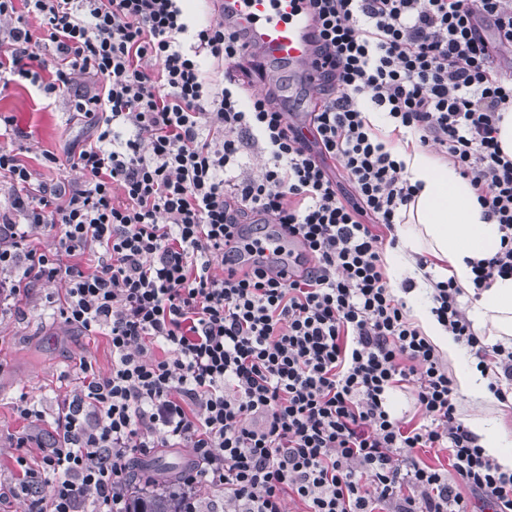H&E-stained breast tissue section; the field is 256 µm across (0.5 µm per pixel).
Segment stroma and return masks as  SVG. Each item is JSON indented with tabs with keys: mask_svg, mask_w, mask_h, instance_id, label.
<instances>
[{
	"mask_svg": "<svg viewBox=\"0 0 512 512\" xmlns=\"http://www.w3.org/2000/svg\"><path fill=\"white\" fill-rule=\"evenodd\" d=\"M15 117L30 129V139L17 148L35 180L58 177V170L46 167L42 155L62 153L65 146L86 138L90 127L72 119L68 99L48 98L36 87L13 86L0 94V114ZM60 283L38 289L26 300L27 319L0 317V480H10L17 470L16 457L39 458L36 447L18 449L12 440L23 426L15 411L21 392L41 400L46 412H54L57 399L76 384L73 373L79 360L92 363L102 374L112 368V350L106 337L89 336L67 325L59 313L45 306V294L59 291Z\"/></svg>",
	"mask_w": 512,
	"mask_h": 512,
	"instance_id": "1",
	"label": "stroma"
}]
</instances>
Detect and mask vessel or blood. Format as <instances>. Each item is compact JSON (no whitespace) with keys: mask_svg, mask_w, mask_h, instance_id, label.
I'll use <instances>...</instances> for the list:
<instances>
[{"mask_svg":"<svg viewBox=\"0 0 512 512\" xmlns=\"http://www.w3.org/2000/svg\"><path fill=\"white\" fill-rule=\"evenodd\" d=\"M224 19L242 33L259 65L256 91H264L267 76L280 80L282 102L299 90L315 93L318 33L306 0H221Z\"/></svg>","mask_w":512,"mask_h":512,"instance_id":"vessel-or-blood-1","label":"vessel or blood"}]
</instances>
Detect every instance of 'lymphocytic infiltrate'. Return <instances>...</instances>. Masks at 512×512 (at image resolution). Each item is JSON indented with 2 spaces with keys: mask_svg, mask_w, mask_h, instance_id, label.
I'll return each mask as SVG.
<instances>
[{
  "mask_svg": "<svg viewBox=\"0 0 512 512\" xmlns=\"http://www.w3.org/2000/svg\"><path fill=\"white\" fill-rule=\"evenodd\" d=\"M184 2L0 0V92L29 83L94 128L65 157L45 153L64 172L49 182L0 144L16 187L0 210V301L17 314L61 282L49 306L112 348L109 374L76 366L57 439L37 467L18 458L0 502L128 512L138 461L185 448L182 512H285L290 499L303 512H470L464 487L512 512V472L460 419L447 365L408 317L412 282L392 288L384 271V232L415 188L359 105L437 146L498 224V251L472 264L475 291L512 278V159L497 139L512 110L499 62L512 0H309L319 107L301 129L273 94L246 95L239 32ZM255 146L258 175L244 161ZM275 225L300 244L284 260L235 247ZM87 253L92 267L76 264ZM462 294L434 282L431 311L506 401L512 346L485 343ZM405 389L415 425L393 409ZM418 448L446 450L448 468Z\"/></svg>",
  "mask_w": 512,
  "mask_h": 512,
  "instance_id": "f902f5d3",
  "label": "lymphocytic infiltrate"
}]
</instances>
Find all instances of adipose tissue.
<instances>
[{"instance_id":"ef3b65f1","label":"adipose tissue","mask_w":512,"mask_h":512,"mask_svg":"<svg viewBox=\"0 0 512 512\" xmlns=\"http://www.w3.org/2000/svg\"><path fill=\"white\" fill-rule=\"evenodd\" d=\"M396 156L405 164L404 173L410 183L420 184L403 223L394 225L393 233L400 243L398 249L385 257L391 281L411 275L418 287L428 283L416 267L418 255L435 258V276L454 277L464 289H472L470 260L494 254L501 232L498 224L484 220L483 210L467 178L452 164L436 159L418 146H396ZM412 315L418 327L454 367L459 391L472 400L490 401L489 380L475 364L468 361L460 344L431 313L430 306L420 299L411 302ZM474 327L489 339L512 340V279H499L483 291L471 311ZM470 430L486 453L508 471L512 470V438L497 429L493 418L473 417Z\"/></svg>"}]
</instances>
